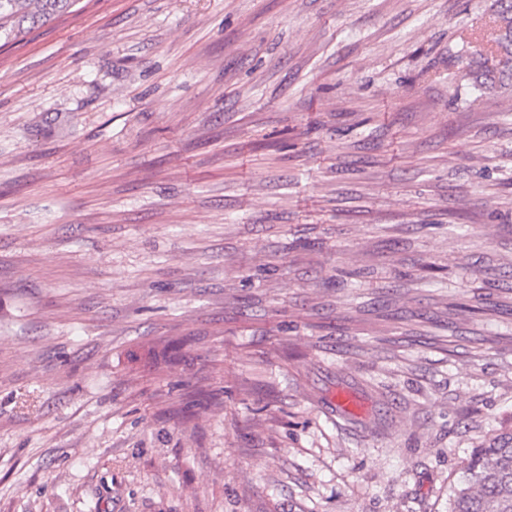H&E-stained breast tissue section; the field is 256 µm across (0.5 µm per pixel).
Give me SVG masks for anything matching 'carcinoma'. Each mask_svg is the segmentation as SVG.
<instances>
[{
	"instance_id": "cac0c4a2",
	"label": "carcinoma",
	"mask_w": 512,
	"mask_h": 512,
	"mask_svg": "<svg viewBox=\"0 0 512 512\" xmlns=\"http://www.w3.org/2000/svg\"><path fill=\"white\" fill-rule=\"evenodd\" d=\"M78 0H0V36L18 37L24 30L16 17L39 25L72 12ZM492 33L463 41L459 61L481 73L474 77L473 89L481 97L494 69L512 62V0H501L490 17ZM448 512H512V431L494 439L492 445L476 449L464 467L461 479L451 488Z\"/></svg>"
}]
</instances>
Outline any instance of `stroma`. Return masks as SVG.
Segmentation results:
<instances>
[{
    "label": "stroma",
    "instance_id": "35a3bbf8",
    "mask_svg": "<svg viewBox=\"0 0 512 512\" xmlns=\"http://www.w3.org/2000/svg\"><path fill=\"white\" fill-rule=\"evenodd\" d=\"M80 5L0 47V512H448L512 428L495 0ZM491 36H472L464 39L462 53L459 55L461 64L470 69L473 63H479L481 73L474 77L473 89L476 98H480L487 89L489 73L498 67L506 68L512 62V1L502 0L499 9L490 17ZM499 32V34H497ZM504 32V33H503ZM467 48V49H465ZM479 55V61H475L472 54Z\"/></svg>",
    "mask_w": 512,
    "mask_h": 512
}]
</instances>
